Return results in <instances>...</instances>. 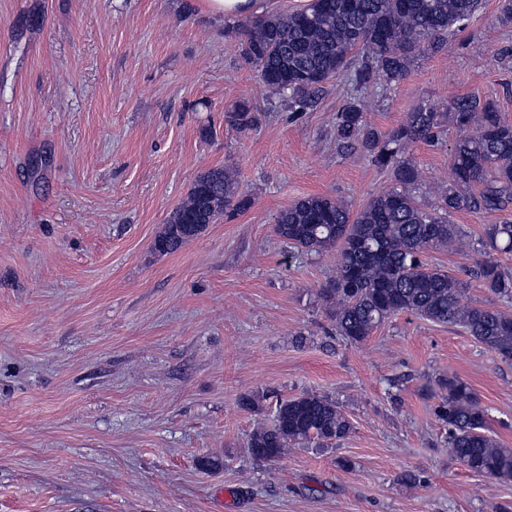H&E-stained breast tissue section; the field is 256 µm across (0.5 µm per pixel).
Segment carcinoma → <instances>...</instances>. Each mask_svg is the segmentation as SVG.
<instances>
[{
	"label": "carcinoma",
	"mask_w": 512,
	"mask_h": 512,
	"mask_svg": "<svg viewBox=\"0 0 512 512\" xmlns=\"http://www.w3.org/2000/svg\"><path fill=\"white\" fill-rule=\"evenodd\" d=\"M480 7L481 0H312L300 11L241 21L232 32L260 81L287 95L293 111L303 112L346 71L361 88L401 80L417 54L443 50ZM451 109L461 132L451 152L454 182L438 192L436 205L416 201L420 172L400 151L408 142L439 139L442 113L419 108L381 135L353 100L336 114V139L347 148H362L375 167L390 173L391 186L355 214L338 199L304 197L279 214L274 231L297 249L338 251L336 276L321 296L332 305L336 335L345 341L359 344L388 319L407 312L459 326L512 361V317L463 303L467 283L426 262L427 251L449 249L464 237L462 227L448 220L451 212L501 213L512 205V123L470 95L456 97ZM225 121L241 132L250 130L257 123L254 106L236 103ZM251 205L232 169H209L196 177L153 249L174 253L223 214ZM479 244L484 259L470 274L488 291L511 298L512 275L485 255L512 253V220L485 225ZM438 387L453 456L473 472L512 481V448L486 434L487 411L470 386L450 375ZM351 430L335 400L303 393L280 400L271 424L255 428L246 448L255 460L274 462L313 441L337 445Z\"/></svg>",
	"instance_id": "carcinoma-1"
}]
</instances>
